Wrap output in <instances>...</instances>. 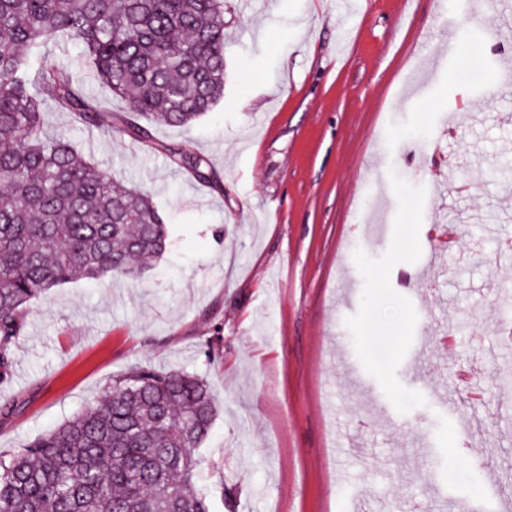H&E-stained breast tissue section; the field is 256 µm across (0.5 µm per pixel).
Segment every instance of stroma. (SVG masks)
<instances>
[{
    "label": "stroma",
    "instance_id": "35a3bbf8",
    "mask_svg": "<svg viewBox=\"0 0 512 512\" xmlns=\"http://www.w3.org/2000/svg\"><path fill=\"white\" fill-rule=\"evenodd\" d=\"M356 2L340 17L332 0H224L223 98L152 125L149 145L44 105L47 133L154 191L169 246L138 277L34 303L0 382V451L150 365L201 376L217 401L200 448L211 512H512V95L483 101L512 35H477L507 6L451 0L441 22L435 0ZM450 20L481 75L464 54H418ZM45 55L101 97L77 40ZM163 144L207 157L211 180ZM161 149L168 157L171 166L177 170L186 172L197 181L210 180L211 166L205 157L179 146L164 145Z\"/></svg>",
    "mask_w": 512,
    "mask_h": 512
}]
</instances>
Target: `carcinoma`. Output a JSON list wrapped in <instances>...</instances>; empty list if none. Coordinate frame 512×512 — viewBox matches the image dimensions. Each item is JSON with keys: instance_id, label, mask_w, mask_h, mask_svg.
I'll use <instances>...</instances> for the list:
<instances>
[{"instance_id": "carcinoma-1", "label": "carcinoma", "mask_w": 512, "mask_h": 512, "mask_svg": "<svg viewBox=\"0 0 512 512\" xmlns=\"http://www.w3.org/2000/svg\"><path fill=\"white\" fill-rule=\"evenodd\" d=\"M61 34L82 46L104 100L39 55ZM223 94L224 0H0V381L35 300L62 284L138 274L168 246L152 193L99 169L64 134H46L42 105L149 142L142 121L183 126ZM114 98L123 110H112ZM162 150L177 170L210 180L205 157ZM216 414L203 378L140 367L0 454V512H210L198 450Z\"/></svg>"}]
</instances>
